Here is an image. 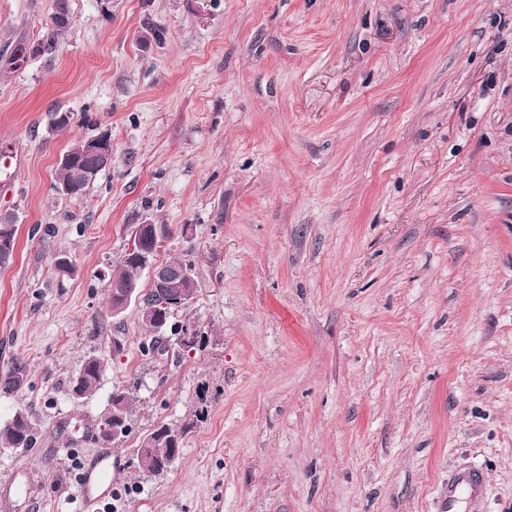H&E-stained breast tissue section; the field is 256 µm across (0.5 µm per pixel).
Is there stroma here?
Instances as JSON below:
<instances>
[{
	"instance_id": "1",
	"label": "stroma",
	"mask_w": 512,
	"mask_h": 512,
	"mask_svg": "<svg viewBox=\"0 0 512 512\" xmlns=\"http://www.w3.org/2000/svg\"><path fill=\"white\" fill-rule=\"evenodd\" d=\"M55 5L0 0V377L28 373L0 427L37 432L0 447L31 489L0 512H76L118 390L112 512H442L471 465L465 512H512V0H68L72 29L28 54ZM101 132L111 167L60 197L59 157ZM147 219L170 227L157 262L192 266L170 321L193 351L145 352L139 306L110 310ZM203 403L176 463L139 468ZM16 246V224H0V268L13 264ZM102 367V361L97 356L85 357L71 382L73 394L84 398L93 393L99 384ZM130 406V397L125 391H116L112 394L110 407L98 423V434L103 443L111 444L113 442L112 435L104 434L102 430L111 425L114 413L124 414L126 417H129ZM207 407L203 406L200 412L195 415L196 422H202L205 418ZM195 421L188 422L182 427H171L167 424H163L154 429L148 434L142 441L140 448L137 449V459L139 466L148 473H159L162 467L159 465V456L163 451L160 446V439L166 437L170 433H174L178 437V446L175 452L171 453L170 459L167 461L168 465L171 466L179 457L178 448H181L183 440L192 429L197 425ZM35 440V433L28 416L17 411L11 421L0 429L1 448H30ZM484 479L485 474L480 467L470 468L450 478L445 512H458L457 505L462 496L471 500L481 495L484 489Z\"/></svg>"
}]
</instances>
